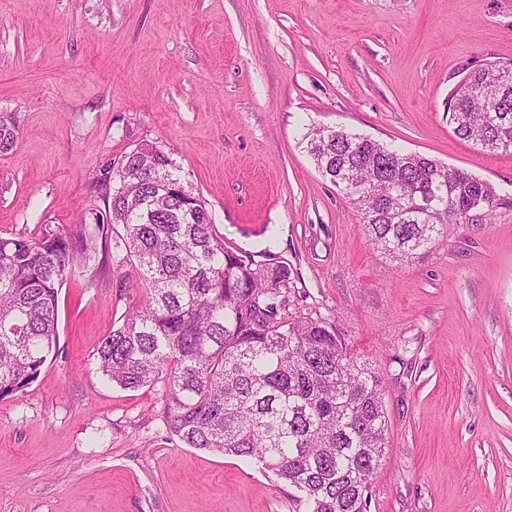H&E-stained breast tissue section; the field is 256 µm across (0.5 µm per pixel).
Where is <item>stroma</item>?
Returning a JSON list of instances; mask_svg holds the SVG:
<instances>
[{
	"mask_svg": "<svg viewBox=\"0 0 512 512\" xmlns=\"http://www.w3.org/2000/svg\"><path fill=\"white\" fill-rule=\"evenodd\" d=\"M512 61V0H0V236L77 224L150 143L225 244L290 272L285 312L335 322L384 378L389 446L367 512H512V150L456 136L460 80ZM340 125L492 183L509 203L401 264L301 138ZM97 241L59 290L56 351L0 398V512H296L253 461L190 448L163 383L124 390L95 352L143 302Z\"/></svg>",
	"mask_w": 512,
	"mask_h": 512,
	"instance_id": "obj_1",
	"label": "stroma"
}]
</instances>
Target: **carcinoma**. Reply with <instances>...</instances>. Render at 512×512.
<instances>
[{"instance_id":"carcinoma-1","label":"carcinoma","mask_w":512,"mask_h":512,"mask_svg":"<svg viewBox=\"0 0 512 512\" xmlns=\"http://www.w3.org/2000/svg\"><path fill=\"white\" fill-rule=\"evenodd\" d=\"M450 99L454 132L512 149V79L487 66ZM18 136L0 114V152ZM318 171L361 213L374 250L409 264L473 214L490 219L489 182L341 127L304 136ZM112 249L125 252L143 304L105 337L99 372L125 390L165 383L169 432L190 448L248 458L300 493L299 512H365L388 447L384 380L322 317L288 321V265L233 251L199 194L162 150L127 153L104 174ZM104 216L37 237H0V398L38 378L56 349L58 295L76 259L96 254Z\"/></svg>"}]
</instances>
